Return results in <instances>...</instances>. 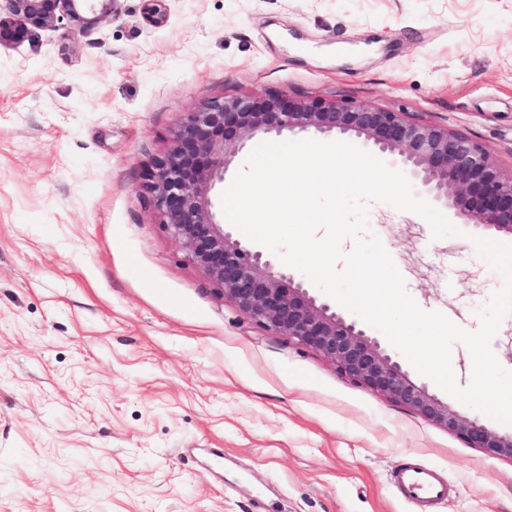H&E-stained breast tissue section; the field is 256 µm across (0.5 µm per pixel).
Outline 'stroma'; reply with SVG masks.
Here are the masks:
<instances>
[{"instance_id":"35a3bbf8","label":"stroma","mask_w":512,"mask_h":512,"mask_svg":"<svg viewBox=\"0 0 512 512\" xmlns=\"http://www.w3.org/2000/svg\"><path fill=\"white\" fill-rule=\"evenodd\" d=\"M119 0L0 47V512H512V459L338 375L219 297L146 201L204 102L285 92L407 112L512 169V0ZM417 305L474 332L503 278L368 204ZM393 483L400 498L416 512H430L435 503L448 497V480L434 468L406 464L396 471Z\"/></svg>"}]
</instances>
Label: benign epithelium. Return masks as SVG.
I'll list each match as a JSON object with an SVG mask.
<instances>
[{
  "label": "benign epithelium",
  "mask_w": 512,
  "mask_h": 512,
  "mask_svg": "<svg viewBox=\"0 0 512 512\" xmlns=\"http://www.w3.org/2000/svg\"><path fill=\"white\" fill-rule=\"evenodd\" d=\"M6 2L9 17L0 18V46L63 20L76 32L89 33L112 16L119 0ZM144 2L146 21L163 24L165 0ZM303 132L334 134L398 154L402 172L462 224L512 237V171H503L478 141L403 112L283 92L225 97L188 113L153 162L147 202L189 260L211 278L215 292L246 318L319 353L357 387L408 408L470 447L512 459V434L453 410L355 321L226 229L216 188L233 158L257 136Z\"/></svg>",
  "instance_id": "benign-epithelium-1"
}]
</instances>
